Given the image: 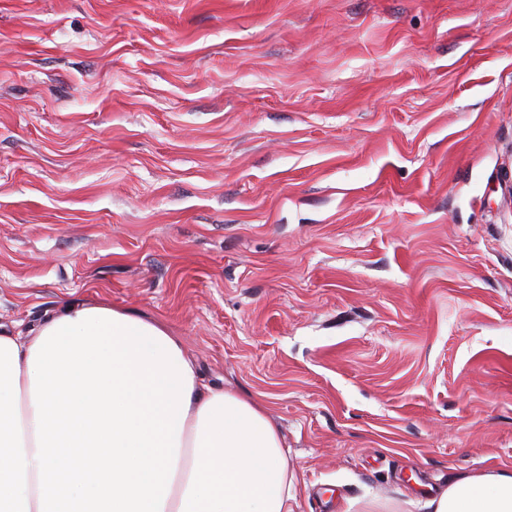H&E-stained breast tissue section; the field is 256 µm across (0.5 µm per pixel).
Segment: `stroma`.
Listing matches in <instances>:
<instances>
[{"label":"stroma","instance_id":"stroma-1","mask_svg":"<svg viewBox=\"0 0 512 512\" xmlns=\"http://www.w3.org/2000/svg\"><path fill=\"white\" fill-rule=\"evenodd\" d=\"M512 0H0V327L153 315L294 512L512 468Z\"/></svg>","mask_w":512,"mask_h":512}]
</instances>
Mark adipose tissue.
Masks as SVG:
<instances>
[{"label":"adipose tissue","mask_w":512,"mask_h":512,"mask_svg":"<svg viewBox=\"0 0 512 512\" xmlns=\"http://www.w3.org/2000/svg\"><path fill=\"white\" fill-rule=\"evenodd\" d=\"M73 417L80 455L56 432ZM0 446V512H292L295 498L262 401L205 383L161 320L93 298L0 331ZM426 506L512 512V468L459 476Z\"/></svg>","instance_id":"obj_1"}]
</instances>
